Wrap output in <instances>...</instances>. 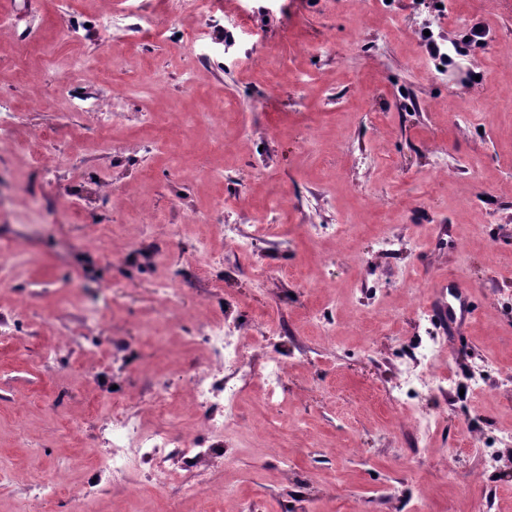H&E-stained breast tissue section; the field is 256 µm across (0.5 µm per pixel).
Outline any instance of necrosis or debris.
Wrapping results in <instances>:
<instances>
[{
	"label": "necrosis or debris",
	"mask_w": 512,
	"mask_h": 512,
	"mask_svg": "<svg viewBox=\"0 0 512 512\" xmlns=\"http://www.w3.org/2000/svg\"><path fill=\"white\" fill-rule=\"evenodd\" d=\"M224 233L236 260L247 264L257 286H264L270 272L256 253V243L277 236V225L257 224L244 235L228 224ZM194 334L207 350L210 363L186 373L181 382L157 381L149 400L157 417L153 426H144L136 412L123 403L110 401L102 406L96 433L103 449L96 454L94 480L82 490V501H92L105 491L126 485L145 463L152 464L150 481L158 489L166 487L182 466L196 468L200 480H207L216 466L211 449L205 448L198 436L181 430L169 409L186 392L195 409L203 411L212 437L223 436L225 429L240 425L239 402L251 379L245 371L246 352L261 346L264 334L259 331L242 341L223 322L211 319L198 323Z\"/></svg>",
	"instance_id": "4bbe7bcc"
}]
</instances>
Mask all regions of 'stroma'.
<instances>
[{
  "label": "stroma",
  "instance_id": "35a3bbf8",
  "mask_svg": "<svg viewBox=\"0 0 512 512\" xmlns=\"http://www.w3.org/2000/svg\"><path fill=\"white\" fill-rule=\"evenodd\" d=\"M234 4L253 36L216 22L193 52L189 13L154 40L135 0L115 19L102 0H0V241L22 251L0 287V512H38V470L58 478L51 512H73L100 446L75 423L103 397L146 410L155 379L206 363L183 333L146 335L165 284L189 320L272 324L251 363L285 360V396L272 408L246 390L255 437L226 432L209 481L184 470L159 501L141 478L104 492L98 512L135 496L158 512H512V68L495 52L512 44V0ZM107 30L122 55L107 54ZM431 40L465 51L443 63ZM96 104L112 115L108 146ZM37 136L53 171L33 162ZM63 199L76 216L52 221ZM219 200L244 232L277 211L266 287L225 258ZM303 224L344 232L311 241ZM207 262L220 288L203 281ZM451 278L474 287L453 334L431 301ZM94 310L104 323L90 330ZM432 342L443 383L418 398L438 421L424 446L399 392L404 361Z\"/></svg>",
  "mask_w": 512,
  "mask_h": 512
}]
</instances>
